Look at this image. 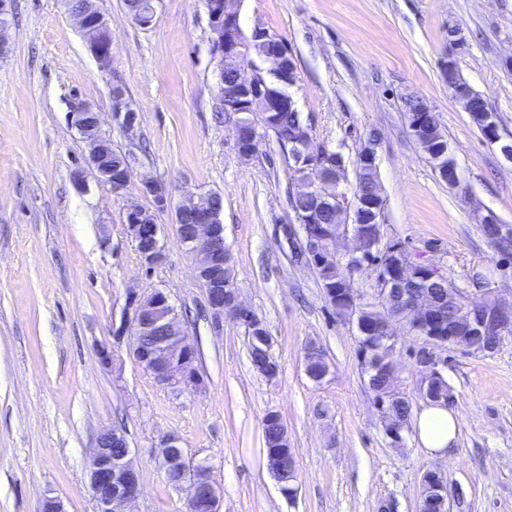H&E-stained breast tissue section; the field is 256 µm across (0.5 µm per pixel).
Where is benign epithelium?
<instances>
[{"label": "benign epithelium", "instance_id": "obj_1", "mask_svg": "<svg viewBox=\"0 0 512 512\" xmlns=\"http://www.w3.org/2000/svg\"><path fill=\"white\" fill-rule=\"evenodd\" d=\"M68 13L76 20L86 47L102 68L112 59V41L103 14L95 0H82L78 9L72 0H64ZM211 29V55L218 73L219 97L232 103L231 114L236 116L233 137L238 155L253 157L259 151L261 133L252 118L257 112L273 107H294L285 87L293 82L292 68L288 64L290 53L282 40L262 27L252 30L246 38L239 23L236 0H206ZM128 14L141 27H149L156 20V2L138 0ZM259 42L264 52L259 55L269 68L264 70L248 62L253 53L251 42ZM233 68L244 75V82L224 84V69ZM453 98L464 110L474 104V92L469 87L448 83ZM112 117L119 127L129 131L138 122L139 114L124 88L115 84L111 88ZM485 116L481 132L492 144H500L501 135L495 114L484 106ZM408 127L417 141L425 143L439 130L433 108L425 101L411 99L406 109ZM68 122L81 135L87 147V165L115 194L126 191L131 183L132 169L129 154L112 147V139L101 129L99 112L93 105L78 101L68 112ZM284 142L294 146L296 165L311 170L327 163V159L341 158L324 147H313L308 124L298 122ZM429 155L447 176L448 184L458 183L456 164L447 163V147L429 151ZM123 160L119 173L112 172V157ZM139 191L155 199L157 211H148L136 203L125 208V230L143 260L149 266L161 263L165 247L161 242V228L156 212L167 209L170 195L156 181L144 178ZM296 194L314 197L318 203L336 210L344 221L335 231L302 230L296 248L300 258L313 267L337 260L352 275L364 264L377 266L376 283L378 304L362 301L357 289L327 290L328 302L336 314L355 324L367 349H381L394 354L397 343L392 328L395 321L392 308L402 309L400 324L417 342L415 364L420 375V388L431 401L450 403L452 391L440 390L444 369L448 365L445 352L450 348L471 354L490 355L497 351L503 335L512 332V294L505 295L490 279L481 281L474 301L469 291L453 287L448 289V307L466 312L460 322L442 315L440 303L431 291V284L442 278L436 268L413 261L407 250L395 243L380 248V221L383 210L382 196L373 187V200L357 199L353 210L345 206V193L341 186L328 192L308 181L297 183ZM177 210L191 215L192 229L186 234L180 225L174 231L185 251L192 257L197 280L205 290L207 303L216 325L229 316L243 325L254 320L253 312L239 299L238 291L224 284V265L228 264L224 249L223 200L217 193L195 198L184 197ZM490 228L500 243V250L512 252V225L499 224L492 214L481 219V229ZM132 317L130 349L133 357L153 379L171 388H198L200 378L195 367L197 352L175 314L169 294L160 288L138 300L131 298ZM374 312L371 321L359 319L358 311ZM387 382L384 391L375 394V406L384 421L386 432L395 440L401 439L406 428L403 421L392 415V404L401 398L397 390L398 370L390 365L384 368ZM158 453L170 483L187 484L189 497L187 512H219V492L211 480L209 467L187 460L178 438L164 437ZM89 486L94 503L93 512H137L140 497V474L134 463L132 450L125 433L117 428L102 430L88 462ZM418 512H449L448 487L445 478L428 470L422 477Z\"/></svg>", "mask_w": 512, "mask_h": 512}]
</instances>
